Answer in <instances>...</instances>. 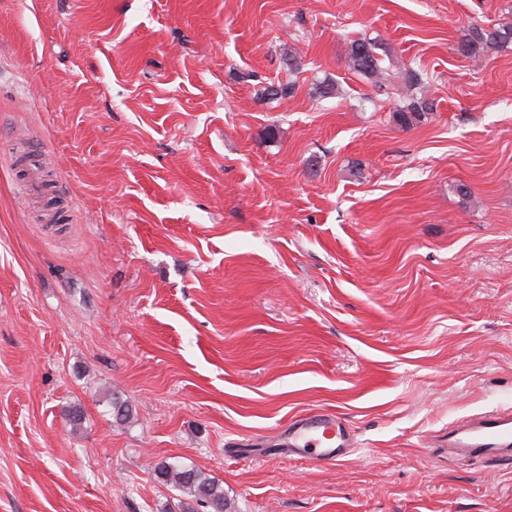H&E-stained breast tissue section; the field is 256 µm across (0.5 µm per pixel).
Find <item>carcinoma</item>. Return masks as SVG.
Returning <instances> with one entry per match:
<instances>
[{
  "instance_id": "cac0c4a2",
  "label": "carcinoma",
  "mask_w": 512,
  "mask_h": 512,
  "mask_svg": "<svg viewBox=\"0 0 512 512\" xmlns=\"http://www.w3.org/2000/svg\"><path fill=\"white\" fill-rule=\"evenodd\" d=\"M512 44V25L489 27L478 18L467 21L461 30L458 51L480 61L491 51L504 49ZM378 44L367 38L352 42L348 67L360 76L382 87L389 81V75L382 66L383 58L378 56ZM433 101L421 98L396 111L399 122L410 128L427 117ZM163 481L171 488L187 496L179 500L180 512H232V506L224 496V488L203 472L176 463H164L155 468Z\"/></svg>"
}]
</instances>
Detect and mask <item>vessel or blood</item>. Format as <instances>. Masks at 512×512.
Segmentation results:
<instances>
[{"mask_svg":"<svg viewBox=\"0 0 512 512\" xmlns=\"http://www.w3.org/2000/svg\"><path fill=\"white\" fill-rule=\"evenodd\" d=\"M281 444L292 454L303 453L319 463L341 461L353 447L348 427L329 413L309 414L296 420ZM448 445L464 449L471 459L499 448H511L512 417L493 414L456 428L448 436Z\"/></svg>","mask_w":512,"mask_h":512,"instance_id":"obj_1","label":"vessel or blood"}]
</instances>
